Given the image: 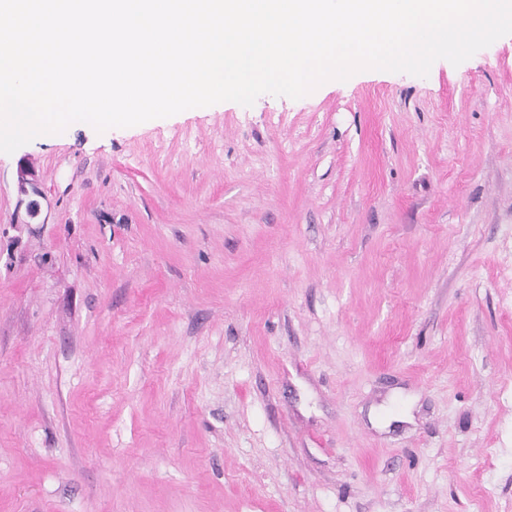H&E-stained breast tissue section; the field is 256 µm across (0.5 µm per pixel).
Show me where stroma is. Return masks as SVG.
<instances>
[{"label": "stroma", "instance_id": "obj_1", "mask_svg": "<svg viewBox=\"0 0 512 512\" xmlns=\"http://www.w3.org/2000/svg\"><path fill=\"white\" fill-rule=\"evenodd\" d=\"M0 512H512V36L0 153ZM17 178L21 194L26 197H30L31 194L37 197H41L37 186L35 170L29 164V160L28 158L26 159V157H22L18 161Z\"/></svg>", "mask_w": 512, "mask_h": 512}]
</instances>
